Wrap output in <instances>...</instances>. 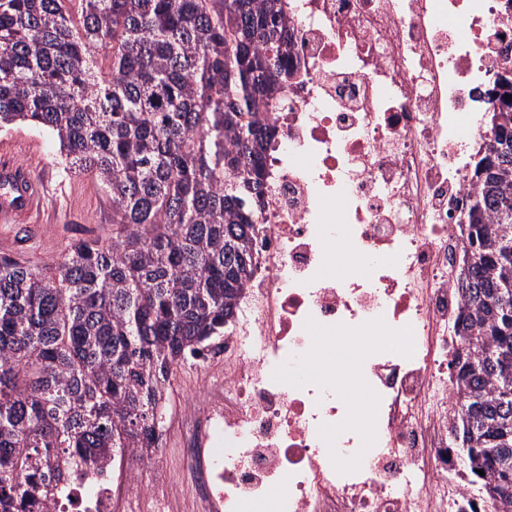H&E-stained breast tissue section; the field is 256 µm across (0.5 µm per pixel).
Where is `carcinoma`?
<instances>
[{
  "label": "carcinoma",
  "instance_id": "carcinoma-1",
  "mask_svg": "<svg viewBox=\"0 0 512 512\" xmlns=\"http://www.w3.org/2000/svg\"><path fill=\"white\" fill-rule=\"evenodd\" d=\"M293 75L285 0H0V129L55 135L112 198V236L44 268L0 255V512H51L46 477L152 447L174 366L224 336L253 274ZM495 91L512 106V65ZM487 132L452 374L484 490L512 479V112Z\"/></svg>",
  "mask_w": 512,
  "mask_h": 512
}]
</instances>
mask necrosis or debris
Segmentation results:
<instances>
[{"mask_svg":"<svg viewBox=\"0 0 512 512\" xmlns=\"http://www.w3.org/2000/svg\"><path fill=\"white\" fill-rule=\"evenodd\" d=\"M295 79L256 207L254 274L179 415L198 512H484L456 469L450 363L480 115L512 0H288ZM381 328L350 372L312 371ZM368 404V422L353 416ZM175 512L113 450L52 512Z\"/></svg>","mask_w":512,"mask_h":512,"instance_id":"1","label":"necrosis or debris"}]
</instances>
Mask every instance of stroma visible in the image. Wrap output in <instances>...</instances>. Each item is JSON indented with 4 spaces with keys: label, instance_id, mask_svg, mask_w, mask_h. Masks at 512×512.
Returning <instances> with one entry per match:
<instances>
[{
    "label": "stroma",
    "instance_id": "1",
    "mask_svg": "<svg viewBox=\"0 0 512 512\" xmlns=\"http://www.w3.org/2000/svg\"><path fill=\"white\" fill-rule=\"evenodd\" d=\"M0 150L15 154L17 160L27 164L32 175L47 187L42 206L27 221L0 223L1 251L21 255L38 266L51 265L74 242L111 236V198L89 177L64 172L59 143L52 135L19 124L0 131ZM220 381L218 371L191 360L178 367L168 391L172 401L180 402L208 393ZM182 440V428L170 425L167 448L160 456L142 463L141 472L147 481H155L157 473L166 474V481L155 482L157 492L172 493L178 512H194L196 500L192 485L176 479L182 466Z\"/></svg>",
    "mask_w": 512,
    "mask_h": 512
}]
</instances>
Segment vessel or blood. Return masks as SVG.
Wrapping results in <instances>:
<instances>
[{"instance_id":"b4317fda","label":"vessel or blood","mask_w":512,"mask_h":512,"mask_svg":"<svg viewBox=\"0 0 512 512\" xmlns=\"http://www.w3.org/2000/svg\"><path fill=\"white\" fill-rule=\"evenodd\" d=\"M44 196V186L29 169L9 155H0V222L19 224L31 215Z\"/></svg>"}]
</instances>
